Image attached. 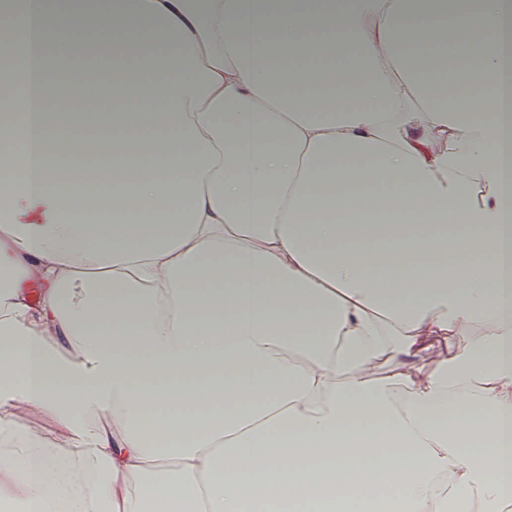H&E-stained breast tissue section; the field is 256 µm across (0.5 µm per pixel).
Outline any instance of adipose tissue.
<instances>
[{
	"label": "adipose tissue",
	"instance_id": "obj_1",
	"mask_svg": "<svg viewBox=\"0 0 512 512\" xmlns=\"http://www.w3.org/2000/svg\"><path fill=\"white\" fill-rule=\"evenodd\" d=\"M7 12L0 512L512 499L503 0Z\"/></svg>",
	"mask_w": 512,
	"mask_h": 512
}]
</instances>
